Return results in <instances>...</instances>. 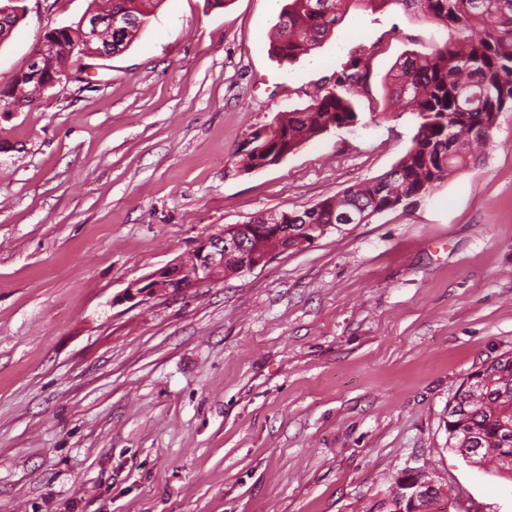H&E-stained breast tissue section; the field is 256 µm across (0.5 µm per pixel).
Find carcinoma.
<instances>
[{
    "label": "carcinoma",
    "mask_w": 512,
    "mask_h": 512,
    "mask_svg": "<svg viewBox=\"0 0 512 512\" xmlns=\"http://www.w3.org/2000/svg\"><path fill=\"white\" fill-rule=\"evenodd\" d=\"M160 0H122L119 6L139 20L130 28L131 44ZM321 0H286L270 50L281 60H294L318 48L348 11H382L392 5L419 8L424 16L457 35L426 55L407 57L387 75L389 100L402 101L419 119L412 145L389 172L346 188L339 197L295 212L303 224H321L334 212L360 206L384 209L391 200L406 207L422 200L455 170L474 160L485 146L501 113L512 111V0H327L331 12L318 9ZM478 27L472 40L468 32ZM367 74L358 57L343 69L332 89L303 110L280 118L281 138L271 145L277 165L302 140L355 119L351 96ZM476 391H456L448 405V447L475 467L489 463L512 479V353H504L475 371ZM420 500L418 512H447L441 490Z\"/></svg>",
    "instance_id": "carcinoma-1"
}]
</instances>
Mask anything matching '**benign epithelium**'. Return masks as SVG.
Returning a JSON list of instances; mask_svg holds the SVG:
<instances>
[{"mask_svg":"<svg viewBox=\"0 0 512 512\" xmlns=\"http://www.w3.org/2000/svg\"><path fill=\"white\" fill-rule=\"evenodd\" d=\"M22 9L11 4L0 6V42L7 40L14 27L13 14ZM133 20L124 12L108 9L88 12L81 20L82 40L66 51L71 56L79 53L83 58H103L121 52L123 36L129 33ZM110 38L100 41L102 33ZM76 79L57 53L52 30L43 32L38 48L29 56L25 66L11 74V80L0 86V110L20 112L32 103L20 97L17 89L34 85L42 90L66 87ZM294 216L286 212L260 216V223L217 225L208 235L199 239L191 253L148 276L129 283L123 300L138 298L173 297L184 294L189 288H199L224 277V271L233 269L239 274L265 265L280 253L301 251L320 239L330 227L362 224L367 220L364 212L356 216L345 214L330 219L325 224H295ZM425 480L417 479V472L402 473L398 481L412 494H402L400 499H390L387 504L397 512L403 510L404 501L415 504L436 489V480L423 473Z\"/></svg>","mask_w":512,"mask_h":512,"instance_id":"obj_1","label":"benign epithelium"}]
</instances>
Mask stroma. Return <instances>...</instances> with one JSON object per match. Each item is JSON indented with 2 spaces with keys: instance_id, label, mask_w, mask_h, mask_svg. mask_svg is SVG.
Instances as JSON below:
<instances>
[{
  "instance_id": "obj_1",
  "label": "stroma",
  "mask_w": 512,
  "mask_h": 512,
  "mask_svg": "<svg viewBox=\"0 0 512 512\" xmlns=\"http://www.w3.org/2000/svg\"><path fill=\"white\" fill-rule=\"evenodd\" d=\"M106 0H24L0 77ZM281 0H160L123 52L0 112V512H361L424 469L451 512H512V481L448 447V401L512 352V112L409 208L178 297L128 283L218 224L301 211L379 177L418 120L396 62L454 40L420 11L353 9L311 54L269 53ZM355 125L280 164L255 130L333 89Z\"/></svg>"
}]
</instances>
